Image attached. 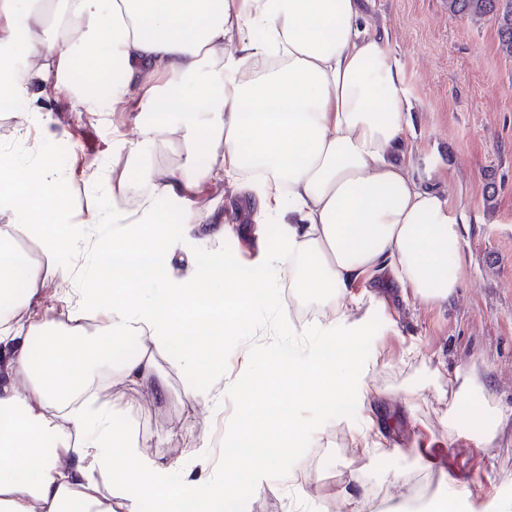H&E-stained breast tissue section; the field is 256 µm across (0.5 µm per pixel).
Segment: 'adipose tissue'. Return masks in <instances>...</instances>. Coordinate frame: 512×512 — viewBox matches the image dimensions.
Instances as JSON below:
<instances>
[{"instance_id": "obj_1", "label": "adipose tissue", "mask_w": 512, "mask_h": 512, "mask_svg": "<svg viewBox=\"0 0 512 512\" xmlns=\"http://www.w3.org/2000/svg\"><path fill=\"white\" fill-rule=\"evenodd\" d=\"M0 31L9 35L0 42V91L15 97L52 77L85 111H100V98L70 73L73 50L105 46L121 65L113 109L152 104L156 117L138 124L139 139L157 141L173 127L186 151L184 168L148 173L152 191L137 211L124 206L133 184L113 178L108 236L94 235L91 220L51 229L67 206L63 190L38 191L52 163L0 164V200L18 217L0 226V303L15 304L0 311V512H139L142 499L154 512H224L243 479L261 494L271 470L293 472L290 449L315 432L296 416L299 405L323 412L350 397L358 411L370 406L386 301L372 292L351 310L353 290L381 272L440 305L458 286L449 268L462 219L401 150L411 103L384 36L359 0H0ZM205 152L212 162L203 166ZM216 180L251 199L252 259L184 252L157 218L156 198L192 196ZM20 237L40 259L22 258ZM120 248L137 271L105 281L102 266ZM61 255L81 260V286L47 308L40 287L66 270L40 260ZM283 277L292 288L328 291L320 317L290 324L308 345H243ZM89 319L97 333L86 330ZM132 335L180 342L182 369L216 381L227 353L244 355L246 376L231 386L244 416L224 431L221 479L211 478L203 445L190 451L199 471L173 484L175 464L138 451L112 413L89 401L94 369ZM116 373L156 396L167 391L149 351L126 357ZM460 405L453 394L449 426L492 445L499 413Z\"/></svg>"}]
</instances>
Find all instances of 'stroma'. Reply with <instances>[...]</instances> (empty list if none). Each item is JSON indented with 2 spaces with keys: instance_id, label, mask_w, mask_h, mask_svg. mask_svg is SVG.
<instances>
[{
  "instance_id": "stroma-1",
  "label": "stroma",
  "mask_w": 512,
  "mask_h": 512,
  "mask_svg": "<svg viewBox=\"0 0 512 512\" xmlns=\"http://www.w3.org/2000/svg\"><path fill=\"white\" fill-rule=\"evenodd\" d=\"M364 14L386 32L412 103V127L405 135L412 161L430 185L465 216L454 273L456 294L440 306L402 297L376 278L387 294L394 325L378 342L379 366L370 377L375 392L374 428L355 416L346 400L323 417V432L293 449L292 479L272 475L260 495L241 483L234 512H408L416 479L425 499L439 493L441 476L467 484L476 503L490 505L512 495V56L498 48L496 26L452 15L446 0H361ZM27 120L18 124L0 112V160L38 164L53 154L70 194L62 223L88 218L94 206L112 198V169L124 168L141 182L140 164L166 171L185 163L181 139L130 148L122 141L136 121H149L146 108L131 106L95 115L75 111L66 88L51 90L40 108L22 103ZM215 208L234 224L232 251L252 231L253 209L233 187L208 185L193 202L177 197L156 203L181 237V214ZM180 348H154L169 392L156 398L145 386H131L99 371L98 403L111 406L140 452L196 470L189 451L209 442L214 457L224 454V427L239 420L238 400L204 406L200 393L215 391L208 379L182 370ZM475 378L487 404L506 422L493 447L448 424V385ZM404 449L386 460L363 450L362 438Z\"/></svg>"
}]
</instances>
